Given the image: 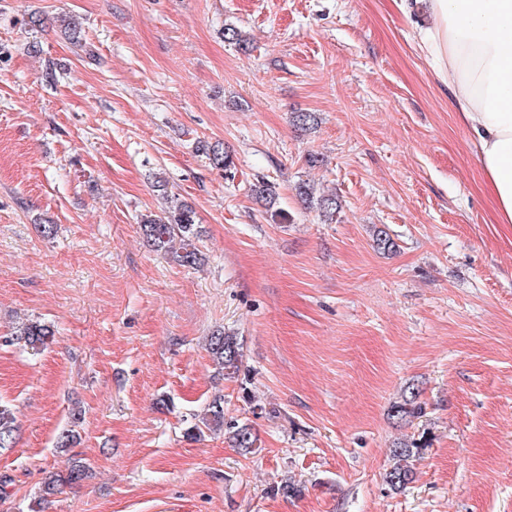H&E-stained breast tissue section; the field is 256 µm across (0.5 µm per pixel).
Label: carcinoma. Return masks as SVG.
<instances>
[{
    "label": "carcinoma",
    "mask_w": 512,
    "mask_h": 512,
    "mask_svg": "<svg viewBox=\"0 0 512 512\" xmlns=\"http://www.w3.org/2000/svg\"><path fill=\"white\" fill-rule=\"evenodd\" d=\"M203 150L210 162L216 167L228 168L232 158L228 150L216 144L205 145ZM251 195L260 202L271 206L276 201L274 183L261 181L250 187ZM297 195L303 203L315 206L328 218L336 211V197L333 195L314 196L313 189L307 183L296 188ZM141 229L147 242L155 250L170 253L175 260L184 267L194 268L203 262V256L196 247L194 240L198 238L199 231L196 224L194 208L184 201L168 209L163 215H145L140 220ZM179 241V247H173L174 241ZM19 335L33 350H40L53 341L55 331L52 326L40 321H29L18 329ZM208 351L213 363L224 371L226 375L235 374L241 364V346L237 337L224 331H218L208 339ZM417 394L410 391L409 396L392 407L393 416L403 419L415 411ZM202 424L209 430H219L224 427V407L221 400H214L202 417ZM17 420L13 410L0 403V448L13 447L16 439ZM229 440L234 447L244 452L251 451L257 442L252 428L247 424L233 427L229 432ZM419 455L416 448L407 445L393 449L394 464L386 474L388 484L398 490L413 482L415 477L414 461ZM86 476V466L81 462L74 465L64 474L51 478L43 488V495L54 494L57 487L66 484L74 487Z\"/></svg>",
    "instance_id": "cac0c4a2"
}]
</instances>
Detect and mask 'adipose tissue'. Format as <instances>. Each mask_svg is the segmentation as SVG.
I'll list each match as a JSON object with an SVG mask.
<instances>
[{
	"instance_id": "adipose-tissue-1",
	"label": "adipose tissue",
	"mask_w": 512,
	"mask_h": 512,
	"mask_svg": "<svg viewBox=\"0 0 512 512\" xmlns=\"http://www.w3.org/2000/svg\"><path fill=\"white\" fill-rule=\"evenodd\" d=\"M406 18L425 5L414 45L451 92L474 140L500 223H512V0H395Z\"/></svg>"
}]
</instances>
